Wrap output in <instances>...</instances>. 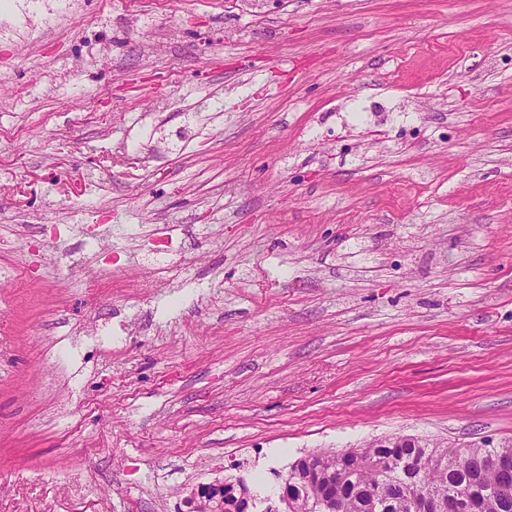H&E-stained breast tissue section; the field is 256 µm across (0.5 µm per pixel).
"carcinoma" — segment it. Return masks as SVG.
<instances>
[{"instance_id": "obj_1", "label": "carcinoma", "mask_w": 512, "mask_h": 512, "mask_svg": "<svg viewBox=\"0 0 512 512\" xmlns=\"http://www.w3.org/2000/svg\"><path fill=\"white\" fill-rule=\"evenodd\" d=\"M328 480L308 479L316 469ZM464 484L473 497L472 512H512V439L488 440L465 448H443L428 440L418 444L389 441L361 454L332 449L308 453L289 464L276 495L293 494L291 512H324L332 498L339 512H421L424 500L448 502ZM224 512H281L280 499L253 494L224 500Z\"/></svg>"}]
</instances>
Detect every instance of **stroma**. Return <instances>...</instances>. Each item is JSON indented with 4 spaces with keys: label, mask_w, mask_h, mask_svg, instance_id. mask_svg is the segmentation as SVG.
I'll return each mask as SVG.
<instances>
[{
    "label": "stroma",
    "mask_w": 512,
    "mask_h": 512,
    "mask_svg": "<svg viewBox=\"0 0 512 512\" xmlns=\"http://www.w3.org/2000/svg\"><path fill=\"white\" fill-rule=\"evenodd\" d=\"M0 240V512L512 438V0H0Z\"/></svg>",
    "instance_id": "1"
}]
</instances>
